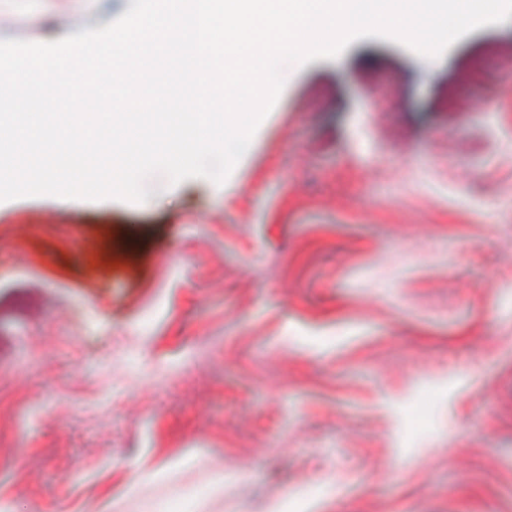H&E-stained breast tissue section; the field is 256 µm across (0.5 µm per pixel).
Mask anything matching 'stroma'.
Segmentation results:
<instances>
[{"label": "stroma", "instance_id": "35a3bbf8", "mask_svg": "<svg viewBox=\"0 0 512 512\" xmlns=\"http://www.w3.org/2000/svg\"><path fill=\"white\" fill-rule=\"evenodd\" d=\"M509 48L364 37L223 185L0 203V512H512Z\"/></svg>", "mask_w": 512, "mask_h": 512}]
</instances>
